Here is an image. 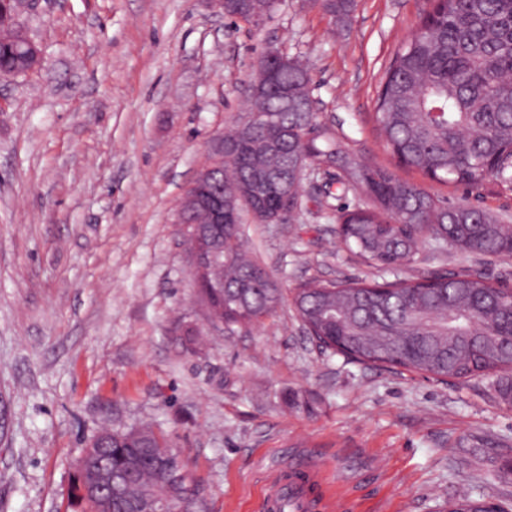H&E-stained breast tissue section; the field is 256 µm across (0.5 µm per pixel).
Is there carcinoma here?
<instances>
[{
    "mask_svg": "<svg viewBox=\"0 0 512 512\" xmlns=\"http://www.w3.org/2000/svg\"><path fill=\"white\" fill-rule=\"evenodd\" d=\"M344 19L354 0H324ZM24 75L29 65L0 44V72ZM308 70L291 60L273 73L260 69L250 86L264 91L265 109L224 134V198L237 219L253 213L272 222L288 197L299 207L307 170L334 177L338 189L362 190L370 203L345 206L338 239L366 266L393 279L345 284L310 280L291 302L309 335L324 349L381 367H402L436 379L501 374L498 398L512 404V288L480 273L402 276L428 243L479 256L512 257V224L470 205L448 207L386 167L349 152L315 112ZM375 120L386 148L430 179L477 189L489 181L512 186V0H439L393 54L379 82ZM283 289L261 276L240 230L224 237V287L197 292L207 320L251 325L270 316ZM169 436L142 427L112 430L87 464L130 468L121 501L143 503L182 487L169 481ZM448 512H506L464 494Z\"/></svg>",
    "mask_w": 512,
    "mask_h": 512,
    "instance_id": "cac0c4a2",
    "label": "carcinoma"
}]
</instances>
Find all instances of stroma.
Segmentation results:
<instances>
[{
	"mask_svg": "<svg viewBox=\"0 0 512 512\" xmlns=\"http://www.w3.org/2000/svg\"><path fill=\"white\" fill-rule=\"evenodd\" d=\"M428 0H355L346 22L280 0L256 30L220 0H30L41 66L0 77V512H73L70 487L104 422L163 430L211 512H259L276 469L311 460L342 512H446L472 489L512 505V405L486 381L440 382L319 349L290 302L209 333L188 270L181 198L246 106L261 49L311 75L315 108L360 159L451 205L512 218V187L479 190L401 165L375 131L379 80ZM309 176L288 221L240 230L280 287L370 272L336 235L352 192ZM512 259L423 247L408 274Z\"/></svg>",
	"mask_w": 512,
	"mask_h": 512,
	"instance_id": "1",
	"label": "stroma"
}]
</instances>
